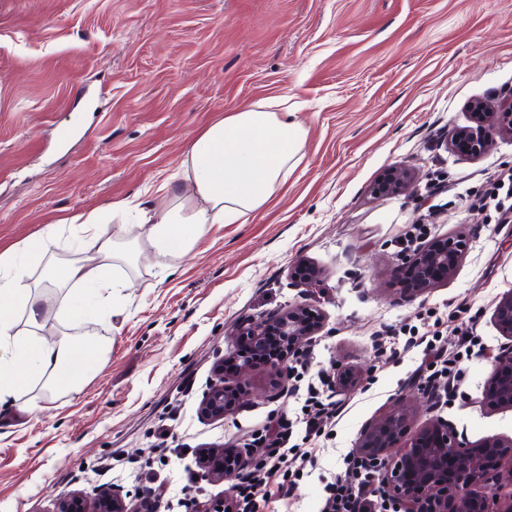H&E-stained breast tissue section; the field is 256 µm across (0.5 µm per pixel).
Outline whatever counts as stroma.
<instances>
[{"label": "stroma", "instance_id": "1", "mask_svg": "<svg viewBox=\"0 0 512 512\" xmlns=\"http://www.w3.org/2000/svg\"><path fill=\"white\" fill-rule=\"evenodd\" d=\"M512 92V0H0V252L43 225L125 200L140 209L179 170L193 135L246 102L304 104L306 136L286 192L243 224H217L170 269L143 253L130 286L91 324L106 362L76 392L34 387L24 424L0 409V512H52L80 491L138 496L115 463L186 486L204 503L229 481L199 458L262 433L288 410L268 368L221 419L199 415L216 363L246 321L300 305L324 316L301 355L335 376L346 407L315 438L292 494L255 485L262 512H320L328 482L382 409L417 394L420 348L388 358L375 345L438 332L475 342L434 413L466 443L512 436V410L481 401L504 339L492 313L512 290V223L475 201L512 169V142L479 159L451 154L444 133L475 99ZM417 169L409 190L375 193L392 166ZM425 240L463 236L454 276L406 300L395 272L413 225ZM309 262L311 284L290 269Z\"/></svg>", "mask_w": 512, "mask_h": 512}]
</instances>
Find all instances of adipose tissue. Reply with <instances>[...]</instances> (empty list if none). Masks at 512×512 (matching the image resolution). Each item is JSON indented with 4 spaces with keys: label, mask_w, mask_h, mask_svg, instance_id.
Wrapping results in <instances>:
<instances>
[{
    "label": "adipose tissue",
    "mask_w": 512,
    "mask_h": 512,
    "mask_svg": "<svg viewBox=\"0 0 512 512\" xmlns=\"http://www.w3.org/2000/svg\"><path fill=\"white\" fill-rule=\"evenodd\" d=\"M304 139L287 99L248 102L195 134L179 176L164 185L158 206L141 211L131 238L116 239L110 229L112 221L126 219V201L73 215L68 225L76 232L77 248L93 249L94 255L53 265L55 285L64 291L59 315L76 324L99 319L106 300L129 285L116 269L137 266L144 248L166 269L189 254L212 225L245 223L284 189ZM58 232V225H44L37 238L0 253V405L18 421L33 410L26 398L30 389L40 384L53 391L78 390L67 367L88 369L105 361V346L93 333L56 342L42 336L45 308L52 302L33 269Z\"/></svg>",
    "instance_id": "adipose-tissue-1"
}]
</instances>
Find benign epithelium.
Returning <instances> with one entry per match:
<instances>
[{"label": "benign epithelium", "instance_id": "7a95c632", "mask_svg": "<svg viewBox=\"0 0 512 512\" xmlns=\"http://www.w3.org/2000/svg\"><path fill=\"white\" fill-rule=\"evenodd\" d=\"M497 137L512 139V96L496 105L474 100L469 106V124L448 131L445 146L452 153L475 159ZM416 179L413 169L394 166L383 174L377 192L399 193L410 188ZM465 249L463 239L449 236L407 255L397 274L409 299L451 278ZM291 277L309 283L319 277V270L297 265ZM492 318L500 335L511 345L493 356L482 402L494 410L512 409V291L498 299ZM273 325L279 329L282 344L279 359L270 363L269 369L272 388L279 390L288 379V359L298 358L304 344L320 331L322 316L316 309L294 307L243 325L238 336L263 345L266 331ZM229 358L235 364L237 382L225 380L224 361H219L216 378L200 402V412L207 417H224L249 395L247 374L253 370L252 363L239 349L230 352ZM422 401L426 402V411H432L429 397H408L373 419L356 448L357 454L381 461L388 499L402 512H512V436H487L468 447L448 421L438 415L414 429L413 417ZM264 461L265 456L243 439L233 447L211 450L201 465L205 477L222 480L256 472ZM54 512H156V504L147 498L127 501L115 494L90 498L77 493L58 502Z\"/></svg>", "mask_w": 512, "mask_h": 512}]
</instances>
